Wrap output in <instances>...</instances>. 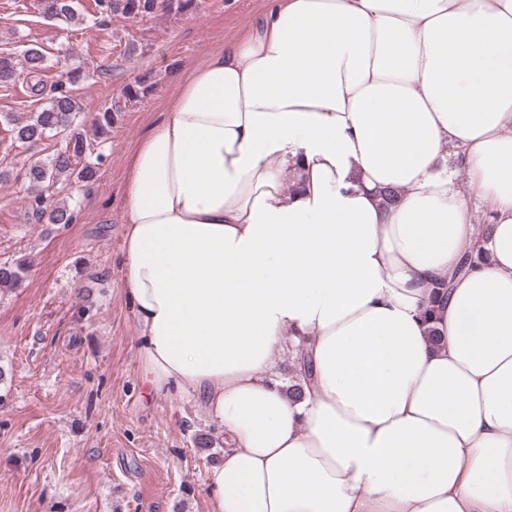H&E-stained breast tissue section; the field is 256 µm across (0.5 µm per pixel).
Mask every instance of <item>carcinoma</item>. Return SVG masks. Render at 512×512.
Here are the masks:
<instances>
[{
  "label": "carcinoma",
  "instance_id": "1",
  "mask_svg": "<svg viewBox=\"0 0 512 512\" xmlns=\"http://www.w3.org/2000/svg\"><path fill=\"white\" fill-rule=\"evenodd\" d=\"M96 23L105 25L114 16H147L159 10L169 13H181L193 5V0H94ZM39 9L48 20L63 21L68 24L82 17L78 12L76 0H40ZM25 70L29 78L35 80L30 85V92L39 96L44 91L43 80L39 78L43 69V54L37 48L30 47L24 51ZM83 67L74 66L49 88L47 104L39 111L31 113L27 119L12 115L6 121L12 125L14 142L29 150L41 146L44 141L62 137L65 148L43 159L38 158L23 166L24 178L32 186H49L64 173L74 174L80 181L89 182L96 174V163L87 162L76 167V161L86 155L89 143L85 130L77 124L80 104L75 94V84L82 76ZM19 72L11 58L0 56V86L16 82ZM152 90V85L144 78L128 84L123 90L125 102L135 103L145 98ZM123 108L119 104L100 109L94 120L95 135L103 138L112 132ZM28 213L40 222L47 220L50 224H71L75 220V209L67 204L49 200L41 194L33 196L28 202ZM27 267L24 259L11 264H0V287L17 286Z\"/></svg>",
  "mask_w": 512,
  "mask_h": 512
}]
</instances>
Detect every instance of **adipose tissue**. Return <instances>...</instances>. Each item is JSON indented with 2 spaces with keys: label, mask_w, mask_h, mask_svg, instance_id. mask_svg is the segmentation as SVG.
Wrapping results in <instances>:
<instances>
[{
  "label": "adipose tissue",
  "mask_w": 512,
  "mask_h": 512,
  "mask_svg": "<svg viewBox=\"0 0 512 512\" xmlns=\"http://www.w3.org/2000/svg\"><path fill=\"white\" fill-rule=\"evenodd\" d=\"M122 210L149 382L223 433L214 512H512V0H264Z\"/></svg>",
  "instance_id": "1"
}]
</instances>
